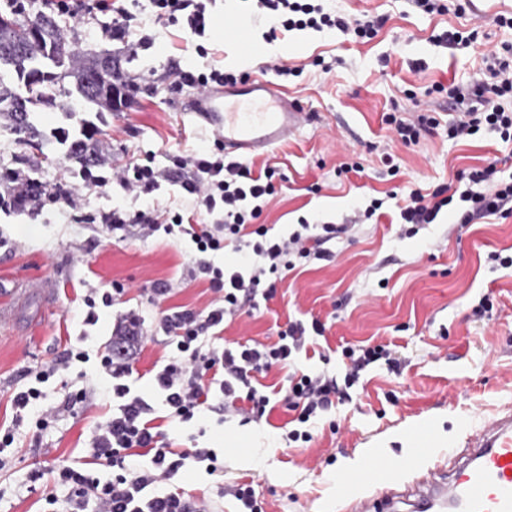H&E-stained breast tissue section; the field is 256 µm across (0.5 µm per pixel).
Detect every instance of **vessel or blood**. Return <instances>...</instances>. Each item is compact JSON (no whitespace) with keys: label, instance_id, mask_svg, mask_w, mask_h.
Masks as SVG:
<instances>
[{"label":"vessel or blood","instance_id":"1","mask_svg":"<svg viewBox=\"0 0 512 512\" xmlns=\"http://www.w3.org/2000/svg\"><path fill=\"white\" fill-rule=\"evenodd\" d=\"M215 35L235 39L249 54L260 52L247 22L222 19ZM179 110L219 138L225 156L235 159L265 155L318 118L298 96L263 75L189 93ZM407 466L376 452L357 472L343 475L342 491L357 498L354 512H512V413L480 418L449 472L432 473L405 495L357 497L360 484L380 482Z\"/></svg>","mask_w":512,"mask_h":512}]
</instances>
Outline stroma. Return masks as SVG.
I'll return each instance as SVG.
<instances>
[{
    "label": "stroma",
    "mask_w": 512,
    "mask_h": 512,
    "mask_svg": "<svg viewBox=\"0 0 512 512\" xmlns=\"http://www.w3.org/2000/svg\"><path fill=\"white\" fill-rule=\"evenodd\" d=\"M477 6L474 12L428 16L415 12L408 0H327V9L343 16H386L378 35L366 43L313 30L281 32L268 41L264 35L272 20H252L263 38L257 69H265L270 58L302 68L284 87L320 115L296 137L252 159L253 169L271 164L287 176L268 197L260 221L279 235L303 219L350 223L354 229L329 242L331 260L297 268L278 283L269 302L226 319L223 337L229 343L271 345L288 321L317 318L326 330L310 338L301 353L304 367H325L340 376L343 347L381 344L396 352L402 368L393 372L381 360L365 368L353 401L312 424L308 443H286L283 427L292 415L279 406L261 424L212 413L187 424L157 419L172 448H211L224 460L223 474L213 476L204 464L187 461L170 481L171 490L210 500L214 512H237L238 501L219 493L221 486L235 483L250 484L264 512H352L350 500L339 496L337 479L347 461L377 448L390 460H402L411 454L405 432L434 428L433 460L418 461L363 493L402 490L423 471L447 466L449 454L463 449L476 415L512 409V271L487 258L489 252L512 249V216L463 226L458 210L450 207L415 236L402 238L396 207L397 198L451 183L457 171L473 165L492 163L501 177L512 176V144L492 134L467 143L440 134L408 149L393 145L399 168L394 177L376 150L393 136L384 121L392 101L403 100L408 90L424 94L435 83L474 82L482 76L485 53L512 45V29L494 22L496 15L512 13V0H478ZM139 13L154 45L138 54L126 53L122 42L100 39L95 22L71 38L83 50L112 52L119 69L140 86L130 109L101 114L108 163L122 166L151 151L163 168L171 156L205 145L206 138L179 114L178 93L168 77L187 47L184 32L177 25L154 26L149 0H140ZM446 29H474L478 38L465 48L434 45L431 35ZM316 55L340 63L325 75L309 66ZM0 140L7 143L0 149L1 171L23 165L49 188L79 172L73 162L60 166L64 146L51 141L44 152L27 149L1 118ZM349 160L360 162L362 172L338 174ZM374 198L383 199V207L359 221ZM189 248L188 238L161 231L119 240L102 225L73 223L67 210L52 204L38 215L0 212V304L16 309L14 321L0 326V428L15 433L11 447L0 451V512H45L44 497L59 467L86 453L91 431L112 413L111 399L100 396L84 408H66L69 392L99 382L96 362H76L45 384L44 403L57 414L47 428H37L35 415L17 417L13 403L26 372L52 364L70 349L105 348L112 313L132 311L144 317L148 330L133 389L148 393L150 370L171 354L148 288H168L167 308L201 311L214 298L207 282L190 279ZM41 281L54 282L53 299L22 297V290ZM115 281L126 292L113 308L100 303L87 308L91 289ZM485 296L494 303L489 319L473 313ZM90 310L99 316L93 325L85 321ZM35 471L41 474L36 481L30 478Z\"/></svg>",
    "instance_id": "obj_1"
}]
</instances>
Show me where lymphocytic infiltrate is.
<instances>
[{"label":"lymphocytic infiltrate","instance_id":"1","mask_svg":"<svg viewBox=\"0 0 512 512\" xmlns=\"http://www.w3.org/2000/svg\"><path fill=\"white\" fill-rule=\"evenodd\" d=\"M211 0H151L154 21L161 26L181 25L191 36H203L213 22L207 10ZM254 13L277 20L285 31L312 29L337 31L359 40L377 36L383 17L367 14L343 17L325 9L321 0H251ZM43 11L69 18L79 26L103 19L99 33L106 40H129L131 52L150 49V35L130 41L140 25L137 12L114 0H40ZM485 80L470 84L435 85V93H447L449 110L458 112L448 124L446 134L455 142L468 141L478 134H496L512 142V57L490 52L486 58ZM178 89L203 90L236 81L235 73L216 65L198 66L186 60L175 72ZM415 108L411 115L402 109L388 113L398 141L406 147L418 144L440 125L430 110L416 105L414 92H406ZM155 153L145 152L132 162L114 169L110 176L82 173L80 183L61 182L54 188L39 187L30 192L31 177L23 169L11 168L0 175V210L42 212L46 203L63 205L79 224H103L111 231L133 228L163 231L171 236L188 237L193 258L191 278L208 281L215 298L208 311L161 309L159 324L172 349L167 362L156 369L152 397L134 394L129 385L134 363L145 338L142 317L118 315L114 335L127 337L125 350H105L99 355V371L105 389L117 402V410L92 431L89 453L81 460L62 466L57 473V491L45 501L52 512H210L206 502H196L168 491L165 483L177 474L186 460L205 464L208 474L218 471V456L210 448H169L166 435L153 426L152 415L185 424L210 411L217 415L238 413L245 421H261L271 410V398L254 384L256 375L273 367L294 362L307 335H323L319 319L310 324L289 323L280 331L275 344H237L215 347L224 329L226 316L245 306H256L258 299H271L276 284L296 266L324 260L330 253L326 245L335 239L334 224L301 222L283 236L270 235L260 217L268 196L275 191L279 169L267 166L253 169L224 155V145L212 140L207 146L173 156L167 168H158ZM456 179L464 188L451 195L441 185L429 193L412 190L400 207V234L412 236L419 226L435 223L444 207L459 203L461 223L469 224L488 215H512V178L499 177L495 164L473 166L460 171ZM178 184L184 196L195 203L193 211L178 207H159L153 198L162 183ZM119 185L138 199V206L121 210L88 212L82 202L84 190H106ZM233 249L234 264L218 266L214 255ZM348 361L344 377L298 369L288 377V388L280 403L292 412L295 429L287 442L312 439L310 424L336 403L349 401L350 390L360 371L377 361L398 367L387 346L344 347Z\"/></svg>","mask_w":512,"mask_h":512}]
</instances>
